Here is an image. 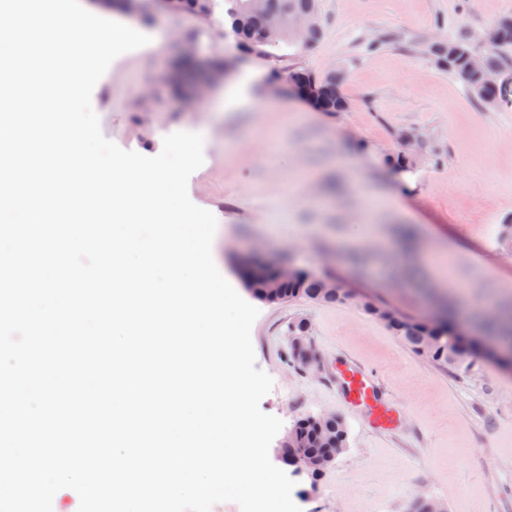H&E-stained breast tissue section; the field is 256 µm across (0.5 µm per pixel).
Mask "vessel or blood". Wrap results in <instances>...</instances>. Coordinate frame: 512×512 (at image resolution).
<instances>
[{
    "mask_svg": "<svg viewBox=\"0 0 512 512\" xmlns=\"http://www.w3.org/2000/svg\"><path fill=\"white\" fill-rule=\"evenodd\" d=\"M336 394L352 410L367 412L373 430H396L399 411L385 395L377 370L354 360L346 361L336 379Z\"/></svg>",
    "mask_w": 512,
    "mask_h": 512,
    "instance_id": "1",
    "label": "vessel or blood"
}]
</instances>
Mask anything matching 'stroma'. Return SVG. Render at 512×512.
Masks as SVG:
<instances>
[{"instance_id": "obj_1", "label": "stroma", "mask_w": 512, "mask_h": 512, "mask_svg": "<svg viewBox=\"0 0 512 512\" xmlns=\"http://www.w3.org/2000/svg\"><path fill=\"white\" fill-rule=\"evenodd\" d=\"M81 4L150 36L113 61L93 108L106 138L146 156L169 133H202L204 163L188 195L216 217L219 270L242 298L250 293L239 258L256 246L336 275L408 319L446 305L458 283L471 329L492 305L512 302L503 290L512 285V251L499 243L512 220V67L498 76L507 99L487 107L422 52L438 35L487 53L484 35L512 14V0H320V42L238 61L197 106L173 75L189 40L198 58L236 59L223 5L199 18L156 0L135 15ZM338 67L347 108L336 114L270 89L275 71ZM401 132L418 134L434 155L402 185L382 163L401 150ZM255 306L256 366L274 381L262 411L287 430L308 414L347 427L345 451L318 483L297 478L292 497L302 512H412L420 499L442 512H512V371L486 360L465 375L435 366L351 302ZM299 318L310 325L311 366L290 356L288 325ZM349 358L379 371L404 409L399 431L375 432L337 398Z\"/></svg>"}]
</instances>
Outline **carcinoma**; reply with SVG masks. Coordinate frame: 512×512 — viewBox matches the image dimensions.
<instances>
[{
    "label": "carcinoma",
    "mask_w": 512,
    "mask_h": 512,
    "mask_svg": "<svg viewBox=\"0 0 512 512\" xmlns=\"http://www.w3.org/2000/svg\"><path fill=\"white\" fill-rule=\"evenodd\" d=\"M247 0H224V18L230 24L231 31L242 40L243 52L260 57H271L269 48H276L282 43L308 48L322 40L324 30L308 34H294L287 31L288 20L297 14H312L319 10V0H263L258 7L246 8ZM285 28L284 36L277 42H258L256 36L273 23ZM495 27L500 34L492 49L484 55L487 65L498 70L509 65L504 51L512 45V14L502 16ZM425 53L443 71L463 82L469 93L483 105L497 100L503 93L499 87H488L470 75V63L473 52L466 41L448 39L436 48L425 46ZM289 83L308 88L316 95L315 106L322 112H339L340 82L333 75L315 73L306 69H294L288 73ZM399 138L408 143V148L385 159V163L399 175L414 173L425 157L418 143L411 142V135L402 133ZM274 273L266 265H251L247 271L246 283L251 294L262 301L268 300L265 294L267 283ZM303 298L314 303H344L345 296L329 293L324 288V278L304 272L295 282L283 288L279 300ZM388 328L414 352L422 356H432L440 366L457 373H469L483 357V353L471 348L465 339L450 327V323L430 325L425 321L404 319L388 325ZM484 328L488 335L495 336L506 343L498 351L502 364L512 365V318L506 322L499 319L487 320ZM345 427L344 422L336 416H311L299 419L288 434V443L280 449L284 464L291 463V449L298 450V455L312 459H327L339 454L345 447L346 440L336 439L335 445L326 443L319 432L331 427Z\"/></svg>",
    "instance_id": "1"
}]
</instances>
